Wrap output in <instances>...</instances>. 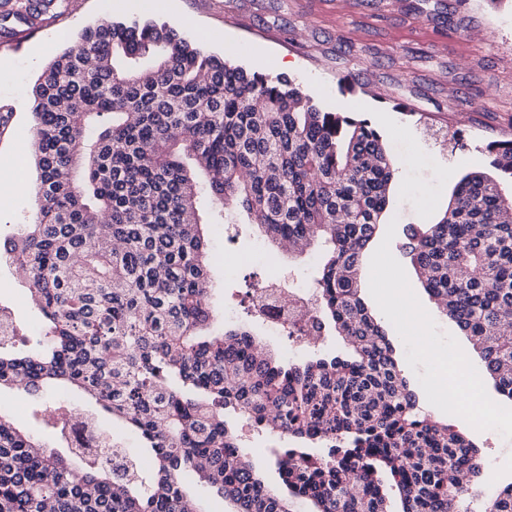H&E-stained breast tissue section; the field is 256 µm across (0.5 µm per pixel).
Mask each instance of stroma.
Listing matches in <instances>:
<instances>
[{
  "instance_id": "1",
  "label": "stroma",
  "mask_w": 512,
  "mask_h": 512,
  "mask_svg": "<svg viewBox=\"0 0 512 512\" xmlns=\"http://www.w3.org/2000/svg\"><path fill=\"white\" fill-rule=\"evenodd\" d=\"M117 21H164L210 53L249 70L285 74L326 110L367 119L398 161L386 222L362 269L361 296L386 327L399 365L431 419L452 424L474 442L489 487L512 483V401L497 393L468 336L439 311L401 245L406 225L435 222L458 179L486 171L487 142L512 140V0H66L37 30L0 46V112L11 113L0 135V180L35 181L28 163L34 124L33 86L49 61L104 12ZM211 219L213 303L218 321L247 320L246 295L256 281L285 278L312 283L317 247L295 255L277 248L253 224ZM0 303L26 329L40 323L25 282L0 260ZM278 358L347 355L341 337L292 348L250 322ZM425 326L427 344L415 337ZM460 372L487 410L503 422L495 434L475 413L449 409L431 395L442 364Z\"/></svg>"
}]
</instances>
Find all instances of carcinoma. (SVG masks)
<instances>
[{
  "label": "carcinoma",
  "mask_w": 512,
  "mask_h": 512,
  "mask_svg": "<svg viewBox=\"0 0 512 512\" xmlns=\"http://www.w3.org/2000/svg\"><path fill=\"white\" fill-rule=\"evenodd\" d=\"M7 0L0 44L42 26L60 0ZM36 207L0 236L44 323L0 335V390L23 387L66 454L0 414V512H204L189 479L234 512H469L476 446L418 408L361 268L398 171L380 133L324 112L286 76L249 72L168 24L85 28L32 90ZM495 178L471 171L441 219L410 224L405 254L437 306L512 400V141H491ZM193 161L184 163L183 157ZM206 175L198 181L197 172ZM219 206L203 220L202 193ZM256 224L288 250L326 247L312 336L353 353L278 362L241 327L214 330L206 226ZM106 435L110 417L141 448L114 468L65 436L68 395ZM255 424L287 490L269 489L241 448ZM482 512H512V484Z\"/></svg>",
  "instance_id": "1"
}]
</instances>
